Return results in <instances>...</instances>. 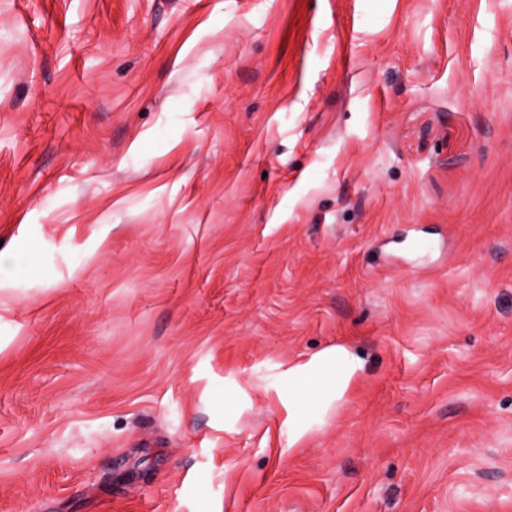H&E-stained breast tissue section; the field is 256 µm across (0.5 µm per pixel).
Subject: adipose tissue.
<instances>
[{"mask_svg":"<svg viewBox=\"0 0 512 512\" xmlns=\"http://www.w3.org/2000/svg\"><path fill=\"white\" fill-rule=\"evenodd\" d=\"M361 358L343 344L330 346L310 358L289 364L288 425L295 437H303L302 420L311 396H318L322 411H330L345 397L351 383L359 378Z\"/></svg>","mask_w":512,"mask_h":512,"instance_id":"obj_1","label":"adipose tissue"}]
</instances>
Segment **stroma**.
Segmentation results:
<instances>
[{
	"instance_id": "stroma-1",
	"label": "stroma",
	"mask_w": 512,
	"mask_h": 512,
	"mask_svg": "<svg viewBox=\"0 0 512 512\" xmlns=\"http://www.w3.org/2000/svg\"><path fill=\"white\" fill-rule=\"evenodd\" d=\"M0 512H512V0H0ZM362 368L361 358L343 344L327 347L308 359L288 365V425L296 440L307 431L301 416L309 398L319 395L324 415L344 399Z\"/></svg>"
}]
</instances>
